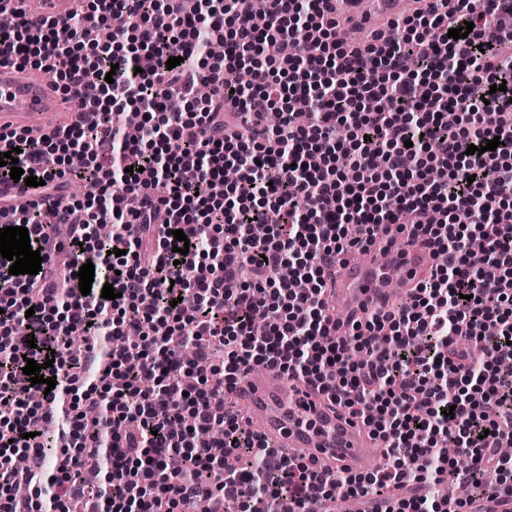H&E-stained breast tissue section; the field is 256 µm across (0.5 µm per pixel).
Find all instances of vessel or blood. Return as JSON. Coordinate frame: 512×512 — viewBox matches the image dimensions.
I'll return each instance as SVG.
<instances>
[{
    "mask_svg": "<svg viewBox=\"0 0 512 512\" xmlns=\"http://www.w3.org/2000/svg\"><path fill=\"white\" fill-rule=\"evenodd\" d=\"M74 0H14L26 17L62 19ZM336 17L366 30L386 28L390 22L425 9L424 0H332ZM62 101L51 78L37 81L27 71L0 65V127L17 130L54 128ZM429 250L419 243L402 248L388 246L378 235L366 259L347 262L337 269L329 291V305L343 321L384 311L408 297L429 273ZM240 395L251 412L249 427L276 448H303L323 470L367 471L380 441L370 438L361 423L331 409L323 395L306 388L276 368L259 379L246 380Z\"/></svg>",
    "mask_w": 512,
    "mask_h": 512,
    "instance_id": "b4317fda",
    "label": "vessel or blood"
}]
</instances>
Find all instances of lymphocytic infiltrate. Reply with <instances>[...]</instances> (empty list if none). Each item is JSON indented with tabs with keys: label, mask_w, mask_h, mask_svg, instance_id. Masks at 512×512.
I'll return each mask as SVG.
<instances>
[{
	"label": "lymphocytic infiltrate",
	"mask_w": 512,
	"mask_h": 512,
	"mask_svg": "<svg viewBox=\"0 0 512 512\" xmlns=\"http://www.w3.org/2000/svg\"><path fill=\"white\" fill-rule=\"evenodd\" d=\"M10 2L0 0L15 19L0 28V64L50 69L77 108L45 135L0 139L20 147L19 167L43 178L47 199L73 154L93 174L86 200L55 223L0 197L42 257L36 275L10 274L0 257V512H188L218 495L240 512L272 502L309 512L340 488L385 512H490L492 499L512 498V457L499 452L512 442V0H434L363 45L338 39L326 0H266L261 28L253 0H77L65 20L37 24ZM467 22L468 37L448 38ZM207 40L223 42V56H206ZM407 56L422 67L404 70ZM173 57L180 65L167 68ZM474 83L488 99L470 97ZM174 96L181 111L167 107ZM267 109L279 124H266ZM387 224L445 259L397 308L336 342V263ZM62 249L91 259L90 294L78 265L51 269ZM108 281L117 299L102 298ZM157 319L167 333L142 335ZM22 322L34 345L16 333ZM87 332L102 346L84 359L68 338ZM29 358L54 389L31 384ZM268 367L361 418L385 441L384 463L323 474L246 427L233 411L239 384ZM50 424L61 455L49 474ZM215 427L225 455L247 466L225 471L199 437ZM450 445L465 466L443 457ZM174 457L182 472L169 470ZM88 468L101 486L80 482ZM449 480L463 491L453 501L435 491Z\"/></svg>",
	"instance_id": "obj_1"
}]
</instances>
